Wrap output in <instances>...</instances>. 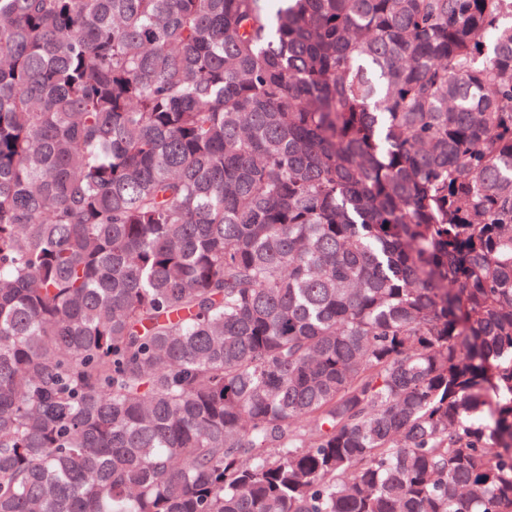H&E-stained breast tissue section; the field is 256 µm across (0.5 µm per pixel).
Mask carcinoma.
<instances>
[{
  "mask_svg": "<svg viewBox=\"0 0 512 512\" xmlns=\"http://www.w3.org/2000/svg\"><path fill=\"white\" fill-rule=\"evenodd\" d=\"M0 512H512V0H0Z\"/></svg>",
  "mask_w": 512,
  "mask_h": 512,
  "instance_id": "obj_1",
  "label": "carcinoma"
}]
</instances>
